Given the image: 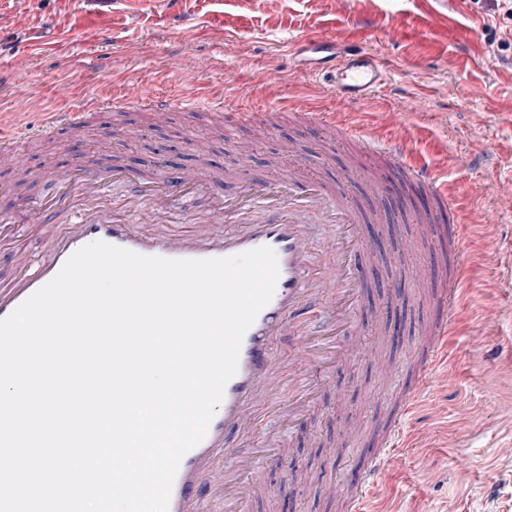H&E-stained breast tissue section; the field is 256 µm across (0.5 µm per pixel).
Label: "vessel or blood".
Segmentation results:
<instances>
[{
  "label": "vessel or blood",
  "instance_id": "obj_1",
  "mask_svg": "<svg viewBox=\"0 0 512 512\" xmlns=\"http://www.w3.org/2000/svg\"><path fill=\"white\" fill-rule=\"evenodd\" d=\"M292 46L313 61L309 74L323 79L333 102L329 112L296 113L297 123L337 132L342 143L358 147L379 190H390L400 178L422 189L439 208L453 210L447 187L431 171L408 161L412 136L405 116L421 111L423 100L407 97L398 111L385 113L392 142L387 146L379 144L363 128L347 123L346 117L354 105L384 87L387 68L374 54L339 50L335 39L317 33L293 40ZM274 80L272 72L258 68L246 84L237 86L238 120L247 124L257 121L264 106L255 99L254 91ZM134 106L145 108L161 120L176 109L203 112L219 109L220 103L212 98L154 95L139 75L132 74L122 90L109 97L90 98L82 109L48 112L38 125L10 132L0 130V143L62 130L80 134L90 113L123 112ZM299 149L298 141L283 143L269 164L267 179L239 183L228 193L215 179L201 177L195 171L184 172L173 180L146 179L124 167L104 174L94 160H84L49 182L32 204V214L42 217L49 226L44 239L45 256L35 267L22 252L7 251L8 241L16 235L17 218L0 215V261L10 263L14 269L12 280L0 283V319L50 282L75 251L94 241L174 260L225 258L263 246L275 251L279 268L275 293L243 336L237 372L224 388L206 437L180 461L168 512H204L198 478L205 462L218 452L224 455V512H243L244 504L262 493L261 458L281 453L282 429L304 414L313 394V387L308 384L288 399L278 398L280 378L273 353L277 337L293 336L296 366L316 375L344 356L340 338L353 327L359 288L352 264L359 247L353 232L358 214L345 202L354 174L349 170L341 172L335 190H328L318 174H302L295 162ZM111 181L130 187L118 210L106 190ZM472 190L477 194L492 191L500 209L512 211V179L489 187L478 182ZM197 195L207 196L210 220L192 225L190 232H172L157 226L146 230L128 218L144 203L165 209L174 199ZM77 196L83 207L74 216L70 208ZM261 206L267 210L266 218L250 220V213ZM416 222L420 232L408 248L424 257L416 275L429 289L425 298L427 319L412 347L413 367L403 377L392 421L378 450L368 453L365 468L345 491L346 512H365L368 494L389 460L402 423L415 408L420 391L436 377L444 341L454 321L461 251L457 227L425 216L417 217ZM316 224L326 229L317 243L311 232ZM318 252L328 255L327 263H315ZM311 299L321 301L322 318H312L307 306Z\"/></svg>",
  "mask_w": 512,
  "mask_h": 512
}]
</instances>
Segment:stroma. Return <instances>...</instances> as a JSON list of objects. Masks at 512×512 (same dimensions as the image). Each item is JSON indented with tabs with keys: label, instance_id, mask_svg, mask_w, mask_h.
Segmentation results:
<instances>
[{
	"label": "stroma",
	"instance_id": "35a3bbf8",
	"mask_svg": "<svg viewBox=\"0 0 512 512\" xmlns=\"http://www.w3.org/2000/svg\"><path fill=\"white\" fill-rule=\"evenodd\" d=\"M452 16L471 37L460 41L431 31L428 15ZM405 36L391 40L390 26ZM315 29L342 45L373 53L390 70L388 85L354 114L363 128L378 126L382 113L408 96L422 97L411 115V163L446 182L456 202L464 251L459 263L461 295L447 340V383L420 392L417 411L403 424L394 455L369 495V512H512V212L492 195L471 191L476 180L512 178V0H0V66L27 60L22 74L27 105L17 110L0 90V125L30 126L54 108L77 109L94 94L112 95L129 73L141 74L149 90L173 97L199 95L222 102L215 112H180L155 125L149 112L97 115L80 137L60 132L50 138H20L34 178L13 190L14 170L0 168V210L24 209L79 159L156 171L224 173L226 188L266 179L268 158L281 141L300 138L305 162L328 171L354 169L349 197L365 214L382 210L387 219L411 215L420 195L397 185L390 197L372 193L369 175L353 152L316 129H300L284 104L323 111L328 92L306 78L288 42ZM192 55L200 72L181 69ZM272 71V87L257 91L277 120L273 137L254 140L229 115L238 111L235 85L254 68ZM252 142L248 163L238 160L241 143ZM485 153L468 158L472 142ZM484 210L491 224H470L471 210ZM205 198L173 202L171 208L133 214L134 223L188 231L204 220ZM363 241L375 243L381 265L364 268L355 306L356 324L344 337L348 352L328 377L306 415L287 436L280 456L262 461L265 492L244 512H340L323 493L326 484L358 470L372 438L381 430L395 377L381 376L365 349L401 365L422 319L425 290L415 277L416 257L397 262L398 240L377 224L358 225ZM498 251L487 256L483 234Z\"/></svg>",
	"mask_w": 512,
	"mask_h": 512
}]
</instances>
